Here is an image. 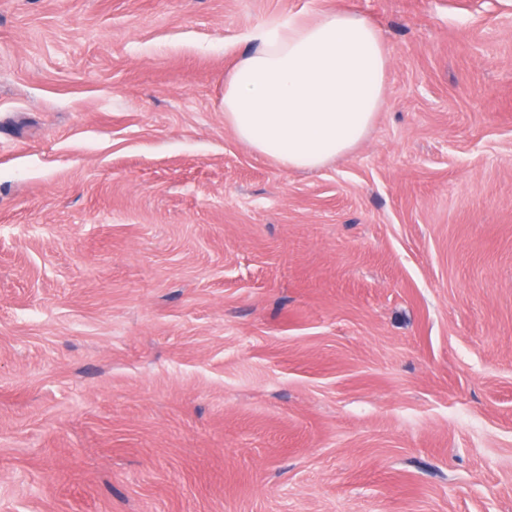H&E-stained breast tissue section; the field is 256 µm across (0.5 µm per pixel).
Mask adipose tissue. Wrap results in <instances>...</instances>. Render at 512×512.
I'll return each instance as SVG.
<instances>
[{
	"label": "adipose tissue",
	"instance_id": "obj_1",
	"mask_svg": "<svg viewBox=\"0 0 512 512\" xmlns=\"http://www.w3.org/2000/svg\"><path fill=\"white\" fill-rule=\"evenodd\" d=\"M224 74V123L258 155L313 170L352 151L384 105L381 30L352 10L249 31Z\"/></svg>",
	"mask_w": 512,
	"mask_h": 512
}]
</instances>
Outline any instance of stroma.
I'll return each mask as SVG.
<instances>
[{
	"label": "stroma",
	"instance_id": "35a3bbf8",
	"mask_svg": "<svg viewBox=\"0 0 512 512\" xmlns=\"http://www.w3.org/2000/svg\"><path fill=\"white\" fill-rule=\"evenodd\" d=\"M379 24L314 170L248 30ZM0 512H512V0H0ZM224 73V123L258 155L313 170L352 151L384 105L381 30L352 10L257 26Z\"/></svg>",
	"mask_w": 512,
	"mask_h": 512
}]
</instances>
